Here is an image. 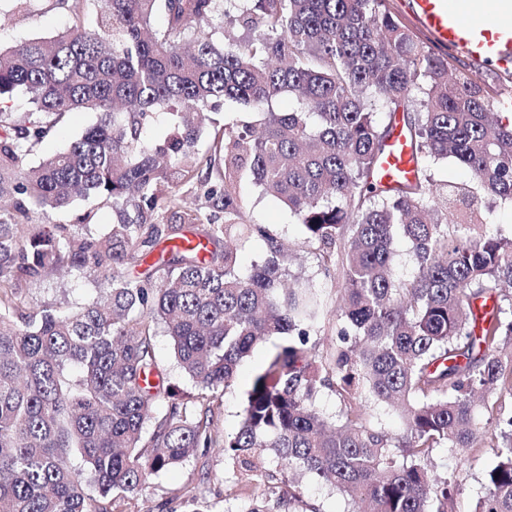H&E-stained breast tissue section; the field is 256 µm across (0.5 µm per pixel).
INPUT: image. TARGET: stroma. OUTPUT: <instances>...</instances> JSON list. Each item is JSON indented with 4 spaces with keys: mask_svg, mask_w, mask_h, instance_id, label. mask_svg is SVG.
I'll use <instances>...</instances> for the list:
<instances>
[{
    "mask_svg": "<svg viewBox=\"0 0 512 512\" xmlns=\"http://www.w3.org/2000/svg\"><path fill=\"white\" fill-rule=\"evenodd\" d=\"M69 21V16L56 8L55 0H32L30 11L13 15L8 24L0 27V47L7 49L29 39L52 36L64 29ZM94 120L95 115L91 112L66 115L58 127L34 148L28 157L29 163H38L42 158L62 150ZM239 192L250 223L269 225L273 233L285 241H302L304 228L297 218L285 204L265 194L252 178L247 177L240 182ZM79 216L86 218L88 224L102 233L107 232L110 224L117 220L111 204L94 197L74 200L71 205L49 213L47 220L53 224H71ZM21 293L26 300L67 310L98 297L100 285L90 279L56 273L43 281L24 284ZM269 351V345L257 346L240 366L235 382L225 390L223 409L218 416L220 431L231 432L237 428L246 393L254 375L265 365ZM494 461L495 452L490 448H476L462 457L449 454L444 448L437 449L435 462L438 473L453 474L458 479L456 512H472L482 491L485 474ZM231 470V464L216 450L207 456L190 459L155 477L143 497V506L150 512L157 503L184 494L198 485L202 473L207 472L219 478L218 483L212 484L209 495L214 512H235L238 505L236 493L223 480Z\"/></svg>",
    "mask_w": 512,
    "mask_h": 512,
    "instance_id": "1",
    "label": "stroma"
}]
</instances>
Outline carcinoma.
Segmentation results:
<instances>
[{"mask_svg":"<svg viewBox=\"0 0 512 512\" xmlns=\"http://www.w3.org/2000/svg\"><path fill=\"white\" fill-rule=\"evenodd\" d=\"M71 25L0 50V512H142L157 473L221 449L247 492L240 512H298L297 474L347 512H453L458 483L431 476L438 448L495 449L473 512H512V235L487 231L481 194L512 202V96L415 39L388 0H57ZM258 35L219 44L215 22ZM31 109L12 111L17 94ZM288 98L294 106L276 105ZM264 115L220 123L227 103ZM171 132L149 139L158 112ZM94 124L37 166L27 156L64 115ZM415 175L389 188L377 167L396 123ZM210 125V147L197 143ZM454 158L465 183L438 182ZM305 229L336 308L290 274L298 253L246 219L243 174ZM112 202L117 223L29 221L75 198ZM267 244L245 274L239 250ZM206 241L204 253L189 245ZM410 243L416 275L396 269ZM107 280L68 311L22 300L53 271ZM335 318L323 351L310 336ZM192 380L167 382L156 336ZM272 350L237 429L216 414L240 363ZM340 404L315 407L320 389ZM392 407L404 432L373 426ZM80 455L84 467L70 464ZM271 455L276 470L265 467ZM168 512H210L204 487ZM431 174L435 180L460 182L468 179V173L455 159L448 158V162L439 163L431 167Z\"/></svg>","mask_w":512,"mask_h":512,"instance_id":"cac0c4a2","label":"carcinoma"}]
</instances>
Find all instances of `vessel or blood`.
I'll return each instance as SVG.
<instances>
[{
	"label": "vessel or blood",
	"mask_w": 512,
	"mask_h": 512,
	"mask_svg": "<svg viewBox=\"0 0 512 512\" xmlns=\"http://www.w3.org/2000/svg\"><path fill=\"white\" fill-rule=\"evenodd\" d=\"M418 24L443 46L481 60L512 58V10L484 15L482 0H410ZM413 148L402 128H395L379 164L380 183L412 178Z\"/></svg>",
	"instance_id": "vessel-or-blood-1"
}]
</instances>
